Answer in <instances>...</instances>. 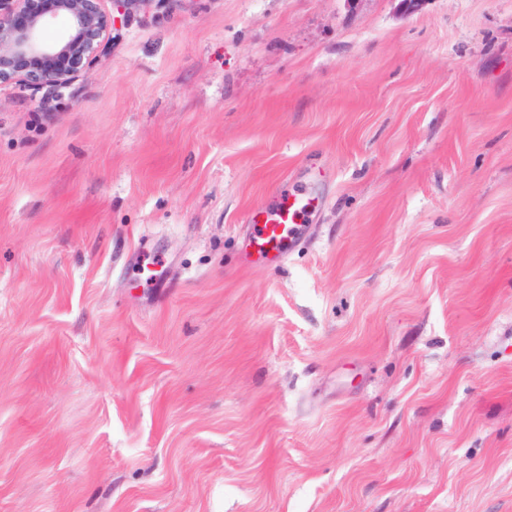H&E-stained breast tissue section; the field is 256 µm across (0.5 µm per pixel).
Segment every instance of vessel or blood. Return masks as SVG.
<instances>
[{"label":"vessel or blood","instance_id":"vessel-or-blood-1","mask_svg":"<svg viewBox=\"0 0 512 512\" xmlns=\"http://www.w3.org/2000/svg\"><path fill=\"white\" fill-rule=\"evenodd\" d=\"M316 208L315 197L302 191L284 194L273 208L258 210L253 215L249 246L260 257L282 264L291 247L303 241L304 223Z\"/></svg>","mask_w":512,"mask_h":512}]
</instances>
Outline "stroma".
<instances>
[{
  "instance_id": "stroma-1",
  "label": "stroma",
  "mask_w": 512,
  "mask_h": 512,
  "mask_svg": "<svg viewBox=\"0 0 512 512\" xmlns=\"http://www.w3.org/2000/svg\"><path fill=\"white\" fill-rule=\"evenodd\" d=\"M113 17L0 85V512H512V0ZM317 205L315 197L305 196L301 190L288 191L273 208L258 210L253 215L248 247L275 265L282 264L303 241L306 227L301 223L313 215Z\"/></svg>"
}]
</instances>
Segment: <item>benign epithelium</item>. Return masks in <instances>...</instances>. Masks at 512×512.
Wrapping results in <instances>:
<instances>
[{"mask_svg": "<svg viewBox=\"0 0 512 512\" xmlns=\"http://www.w3.org/2000/svg\"><path fill=\"white\" fill-rule=\"evenodd\" d=\"M107 0H0V84L14 82L48 99L69 86L112 44ZM68 21L60 38L43 37L56 18Z\"/></svg>", "mask_w": 512, "mask_h": 512, "instance_id": "benign-epithelium-1", "label": "benign epithelium"}]
</instances>
